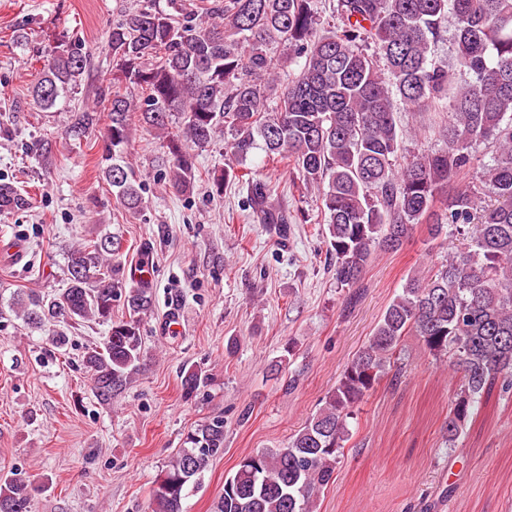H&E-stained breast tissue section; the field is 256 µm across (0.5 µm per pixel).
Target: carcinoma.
Masks as SVG:
<instances>
[{"mask_svg":"<svg viewBox=\"0 0 512 512\" xmlns=\"http://www.w3.org/2000/svg\"><path fill=\"white\" fill-rule=\"evenodd\" d=\"M336 11L342 26L324 35L313 0H168L166 11L126 12L107 36L110 150L101 166L128 214L147 209L145 180L128 159L140 126L166 140L164 179L175 193L189 192L203 175L219 196L226 181L242 180L254 217L286 234L288 209L273 198L270 183L246 179L232 166L200 170L192 147L228 126L233 159L259 147L268 160L292 167L304 188L318 191L342 288L360 280L375 254L399 250L418 224H428L434 241L462 238L429 275L406 281L323 407L287 444L244 457L214 512H312L350 438L354 408L390 371L403 370L406 336L419 338L459 375L442 426L448 447L494 388L512 392V0H337ZM449 14L457 25L447 69L434 51ZM274 44L303 60L286 83L270 52ZM88 65L81 43L53 47L34 101L43 109L56 106ZM457 72L470 81L456 83ZM400 105L449 113L446 149L423 151L395 167L403 140L395 118ZM480 141L495 146L483 179L477 186L455 183ZM28 205L12 184L0 183V213ZM126 267L118 238L90 239L68 255L67 287L47 296L19 292L11 307L58 347L66 342L65 325L108 324L102 342L82 356L92 391L106 403L140 369V325L154 305L151 281L128 279ZM118 297L126 319L112 318ZM204 382L195 369L182 373L188 395ZM185 443L161 470L151 512H184V500L224 454V419L195 428ZM38 492L21 471L0 476V512H31Z\"/></svg>","mask_w":512,"mask_h":512,"instance_id":"cac0c4a2","label":"carcinoma"}]
</instances>
